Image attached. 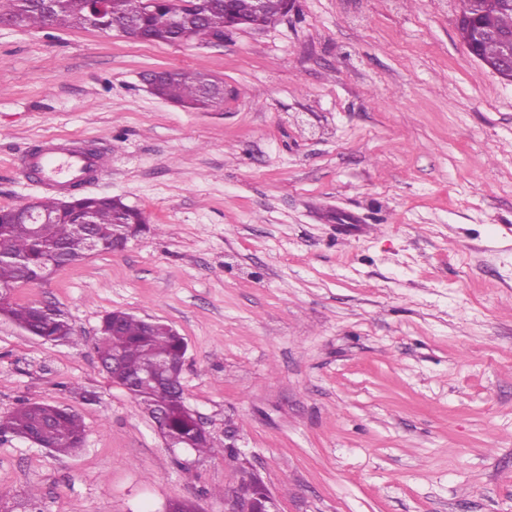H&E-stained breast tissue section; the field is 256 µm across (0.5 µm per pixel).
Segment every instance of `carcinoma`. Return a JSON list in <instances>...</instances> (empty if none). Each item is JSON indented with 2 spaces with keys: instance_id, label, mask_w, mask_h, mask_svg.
<instances>
[{
  "instance_id": "carcinoma-1",
  "label": "carcinoma",
  "mask_w": 512,
  "mask_h": 512,
  "mask_svg": "<svg viewBox=\"0 0 512 512\" xmlns=\"http://www.w3.org/2000/svg\"><path fill=\"white\" fill-rule=\"evenodd\" d=\"M461 16L476 14L473 0H461ZM253 0H229V3L211 5L207 0H151L143 9L136 8V0H108V8L101 15L88 12L85 0H54L51 7L41 0H0V17H8L19 27H95L123 29L133 26V40L141 43L176 44L182 29L173 23L177 15L194 16L190 28L192 41L210 43L224 34L231 25L248 27L252 23ZM478 15V14H476ZM481 24L512 30V6L491 8L478 15ZM212 77L202 73L175 71L160 90L163 98L185 108L210 111L215 106L204 95V86ZM89 211L94 224L89 232L97 240L112 246V237L125 231V225L140 220L142 212L127 208L120 211L108 197H77L72 213L35 230L31 224H14L9 214L0 223V317L15 323L28 334L47 341L78 344V338L69 322L57 311L35 315L28 304L11 301L5 290L24 281L44 278L51 266L60 269L86 258L87 239L74 224L75 215ZM180 350L178 337L164 330L149 334L139 317L126 313L117 327H112V314L104 316L96 343V352L102 363L112 362V355L122 357V369L110 379L126 388L130 396L147 407L157 400L164 402L167 433L181 447L207 452L213 442L196 430L193 418L186 411L183 394H165L147 379L144 372L159 368L177 358ZM50 424L42 441L58 453H69L81 447L84 427L79 415L67 408L45 402H22L6 418L0 419V434L12 433L23 437L41 423Z\"/></svg>"
}]
</instances>
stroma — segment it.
I'll return each mask as SVG.
<instances>
[{
    "mask_svg": "<svg viewBox=\"0 0 512 512\" xmlns=\"http://www.w3.org/2000/svg\"><path fill=\"white\" fill-rule=\"evenodd\" d=\"M458 0H295L222 45L0 26V208L47 196L19 157L90 146L85 195L150 233L16 288L79 344L0 319V415L74 409L79 451L0 435V512H224L258 474L279 512H512V82ZM224 82L218 111L144 72ZM172 326L186 403L223 453L170 448L102 370L105 314ZM95 393L94 401L81 391ZM212 80L214 78L202 73L173 71L169 79L163 83L160 95L191 110H214L216 107L203 91L204 86Z\"/></svg>",
    "mask_w": 512,
    "mask_h": 512,
    "instance_id": "stroma-1",
    "label": "stroma"
}]
</instances>
